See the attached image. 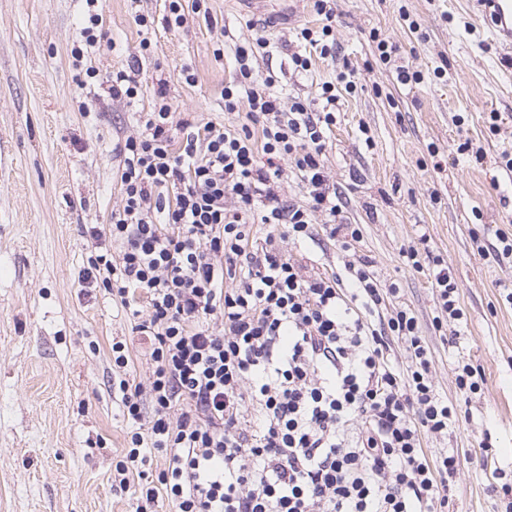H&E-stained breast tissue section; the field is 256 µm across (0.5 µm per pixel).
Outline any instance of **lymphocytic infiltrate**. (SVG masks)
<instances>
[{"mask_svg": "<svg viewBox=\"0 0 512 512\" xmlns=\"http://www.w3.org/2000/svg\"><path fill=\"white\" fill-rule=\"evenodd\" d=\"M85 4L78 87L93 79L135 100L138 63L107 74L91 65L105 34L101 0ZM251 51L239 49L221 92L225 110L248 106L235 129L207 124L176 143L173 106L155 91L143 132L119 147L121 202L89 230L82 280L119 298L151 361L146 380L131 378L127 344H112V390L131 425L112 480L135 486V512L163 500L175 512H442L457 460L429 458L421 443L463 409L439 395L416 317L367 261L326 275L283 248L314 239L318 214L343 250L360 239L338 221L324 165L336 87L323 84L321 109L283 108ZM284 160L306 204L281 193ZM403 255L429 272L435 327L462 320L448 267L414 247ZM151 452L165 459L153 476Z\"/></svg>", "mask_w": 512, "mask_h": 512, "instance_id": "1", "label": "lymphocytic infiltrate"}]
</instances>
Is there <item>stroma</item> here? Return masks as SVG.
Segmentation results:
<instances>
[{
    "label": "stroma",
    "mask_w": 512,
    "mask_h": 512,
    "mask_svg": "<svg viewBox=\"0 0 512 512\" xmlns=\"http://www.w3.org/2000/svg\"><path fill=\"white\" fill-rule=\"evenodd\" d=\"M209 17L165 22L166 0H105L107 40L92 58L100 72L141 59L142 91L133 105L75 83L71 50L83 0H0V512H135L132 490L112 484L127 423L112 392V342L127 341L129 372L146 379L150 362L133 322L102 288L84 287L94 224L121 201L118 146L141 131L154 91L165 85L175 121L239 126L244 109L225 111L221 92L235 75L237 47L258 37L269 54L252 65L274 74L283 106H321L336 85V122L325 170L358 225L355 252L326 235L289 245V257L319 270L368 257L378 279L396 283L431 353L437 390L468 403L470 418L445 437L426 439L427 455L458 457L447 512H495L496 469H512V260L478 254L473 236L512 233V58L493 40L468 0H335L332 56L296 71L297 33L321 18L311 0L291 21L269 27L237 0H210ZM150 16L141 32L136 14ZM151 52L141 56L142 38ZM397 50L382 63L376 38ZM224 41L215 57L216 39ZM419 73L402 84L398 66ZM191 68L194 84L181 78ZM353 72L355 88L338 82ZM472 142L482 159L461 153ZM427 237L460 289L457 331L433 324L437 299L402 252ZM471 359L483 370L478 394L465 397L453 368ZM491 433L495 450L479 446Z\"/></svg>",
    "instance_id": "1"
}]
</instances>
